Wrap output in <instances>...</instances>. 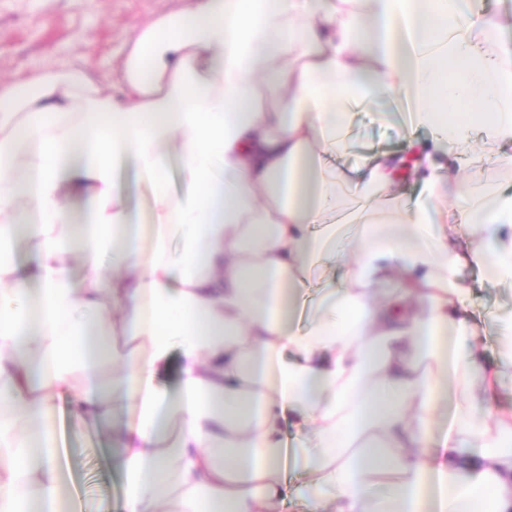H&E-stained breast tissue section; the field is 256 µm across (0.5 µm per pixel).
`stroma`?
Masks as SVG:
<instances>
[{
  "instance_id": "35a3bbf8",
  "label": "stroma",
  "mask_w": 512,
  "mask_h": 512,
  "mask_svg": "<svg viewBox=\"0 0 512 512\" xmlns=\"http://www.w3.org/2000/svg\"><path fill=\"white\" fill-rule=\"evenodd\" d=\"M188 0H0V86L29 85L48 68L84 71L108 84L130 50V36L158 17L182 10ZM400 101L379 91L355 110L339 164L355 167L367 155L403 154L406 131ZM483 170L473 193L485 196L512 187V166L476 154L463 172ZM458 277L472 290L473 311L481 338L494 339L497 316L512 310V285L481 281L475 268ZM55 428L61 462L68 472L69 512H122L123 476L110 458L114 435L103 427L77 423L59 404Z\"/></svg>"
}]
</instances>
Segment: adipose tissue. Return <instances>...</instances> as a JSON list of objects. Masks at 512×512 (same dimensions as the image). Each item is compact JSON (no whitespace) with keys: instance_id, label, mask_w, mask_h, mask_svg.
I'll return each instance as SVG.
<instances>
[{"instance_id":"adipose-tissue-1","label":"adipose tissue","mask_w":512,"mask_h":512,"mask_svg":"<svg viewBox=\"0 0 512 512\" xmlns=\"http://www.w3.org/2000/svg\"><path fill=\"white\" fill-rule=\"evenodd\" d=\"M500 31L477 0H194L134 34L125 100L80 70L0 87V512H64L60 399L86 425L122 416L123 512H512V408L491 396L512 381V313L484 364L457 278L512 283V193L469 202L455 168L512 139ZM381 89L435 134L408 142L425 200L397 193L387 154L334 164ZM130 162L144 224L120 190ZM347 188L368 209L350 234L332 220ZM459 224L488 242L457 245ZM317 266L341 274L301 327ZM298 443L296 441L294 430L288 424L285 426L284 444L281 454V466L287 480L291 479L292 473L297 466L296 448Z\"/></svg>"}]
</instances>
